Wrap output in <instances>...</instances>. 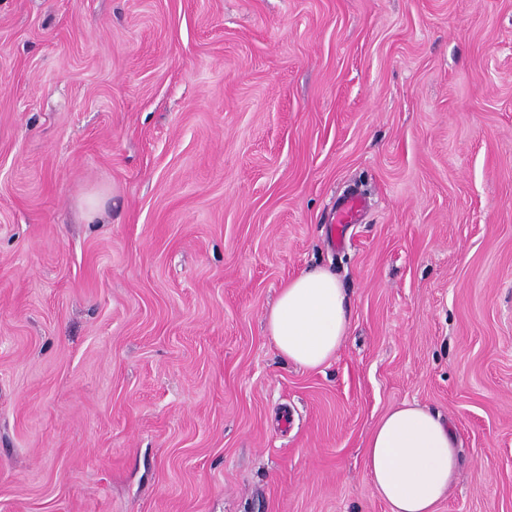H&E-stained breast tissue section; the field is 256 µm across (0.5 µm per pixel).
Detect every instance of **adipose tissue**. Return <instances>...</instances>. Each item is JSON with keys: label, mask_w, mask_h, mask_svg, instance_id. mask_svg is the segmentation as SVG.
Instances as JSON below:
<instances>
[{"label": "adipose tissue", "mask_w": 512, "mask_h": 512, "mask_svg": "<svg viewBox=\"0 0 512 512\" xmlns=\"http://www.w3.org/2000/svg\"><path fill=\"white\" fill-rule=\"evenodd\" d=\"M349 323L345 292L335 274L321 267L288 280L266 316V330L279 352L305 369L334 358ZM365 458L389 512H436L458 476L453 430L416 403H402L380 419Z\"/></svg>", "instance_id": "adipose-tissue-1"}]
</instances>
